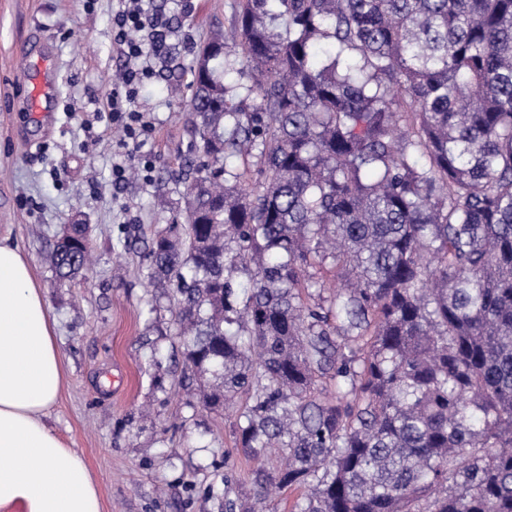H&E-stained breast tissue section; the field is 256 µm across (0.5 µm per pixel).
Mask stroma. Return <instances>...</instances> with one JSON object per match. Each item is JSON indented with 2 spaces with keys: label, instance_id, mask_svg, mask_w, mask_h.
<instances>
[{
  "label": "stroma",
  "instance_id": "obj_1",
  "mask_svg": "<svg viewBox=\"0 0 512 512\" xmlns=\"http://www.w3.org/2000/svg\"><path fill=\"white\" fill-rule=\"evenodd\" d=\"M169 23L137 104L153 126L141 148L150 180L112 181L118 134L84 129L112 89L115 0H0V237L28 257L57 323L63 371L46 420L77 448L102 512H225L253 493L250 463L231 419L201 403L184 377L167 289L148 284L144 243L170 224L182 188L170 181L188 156L183 112L191 48L231 32L235 0H154ZM43 85L40 111L28 94ZM169 205L154 207L157 192ZM92 229V264L62 284L48 261L65 225Z\"/></svg>",
  "mask_w": 512,
  "mask_h": 512
}]
</instances>
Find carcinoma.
Instances as JSON below:
<instances>
[{
  "instance_id": "obj_1",
  "label": "carcinoma",
  "mask_w": 512,
  "mask_h": 512,
  "mask_svg": "<svg viewBox=\"0 0 512 512\" xmlns=\"http://www.w3.org/2000/svg\"><path fill=\"white\" fill-rule=\"evenodd\" d=\"M192 68L146 278L261 512H512V0H238Z\"/></svg>"
}]
</instances>
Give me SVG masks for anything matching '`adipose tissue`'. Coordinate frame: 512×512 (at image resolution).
Listing matches in <instances>:
<instances>
[{
    "instance_id": "ef3b65f1",
    "label": "adipose tissue",
    "mask_w": 512,
    "mask_h": 512,
    "mask_svg": "<svg viewBox=\"0 0 512 512\" xmlns=\"http://www.w3.org/2000/svg\"><path fill=\"white\" fill-rule=\"evenodd\" d=\"M61 389L50 307L18 245L0 237V512H102L84 457L46 422Z\"/></svg>"
}]
</instances>
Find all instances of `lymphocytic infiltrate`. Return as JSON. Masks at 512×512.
<instances>
[{"label": "lymphocytic infiltrate", "instance_id": "obj_1", "mask_svg": "<svg viewBox=\"0 0 512 512\" xmlns=\"http://www.w3.org/2000/svg\"><path fill=\"white\" fill-rule=\"evenodd\" d=\"M118 2L112 17V44L124 60L123 77L113 84L103 111L96 117L121 133L116 144L119 161L113 165L112 174L122 181L129 166L144 174L151 169L150 161L139 155L138 149L152 128L134 103L140 85L154 73L152 61L166 39L167 23L155 13L152 0Z\"/></svg>", "mask_w": 512, "mask_h": 512}]
</instances>
